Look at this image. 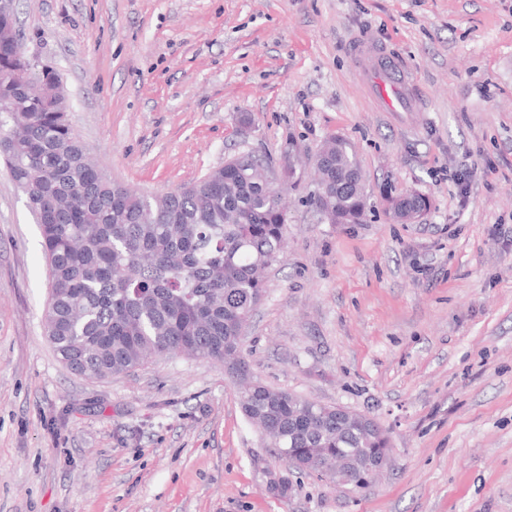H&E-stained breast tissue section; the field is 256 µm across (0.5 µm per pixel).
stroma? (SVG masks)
Returning <instances> with one entry per match:
<instances>
[{
	"instance_id": "35a3bbf8",
	"label": "stroma",
	"mask_w": 512,
	"mask_h": 512,
	"mask_svg": "<svg viewBox=\"0 0 512 512\" xmlns=\"http://www.w3.org/2000/svg\"><path fill=\"white\" fill-rule=\"evenodd\" d=\"M17 25L114 182L157 194L246 153L276 177L301 156L243 354L270 387L373 418L392 455L359 490L293 471L205 359L70 373L0 159V512H512V0H18ZM359 37L403 61L424 111L374 106ZM332 136L357 151L363 223L309 202ZM390 188L429 211L387 219Z\"/></svg>"
}]
</instances>
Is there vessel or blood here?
<instances>
[{
	"mask_svg": "<svg viewBox=\"0 0 512 512\" xmlns=\"http://www.w3.org/2000/svg\"><path fill=\"white\" fill-rule=\"evenodd\" d=\"M353 51L369 63L362 79L382 111L413 112L418 109L415 86L408 81L398 58L390 56L382 45L371 40L356 42Z\"/></svg>",
	"mask_w": 512,
	"mask_h": 512,
	"instance_id": "b4317fda",
	"label": "vessel or blood"
}]
</instances>
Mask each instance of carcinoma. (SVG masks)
Segmentation results:
<instances>
[{
    "instance_id": "1",
    "label": "carcinoma",
    "mask_w": 512,
    "mask_h": 512,
    "mask_svg": "<svg viewBox=\"0 0 512 512\" xmlns=\"http://www.w3.org/2000/svg\"><path fill=\"white\" fill-rule=\"evenodd\" d=\"M0 24V153L39 220L50 277L45 336L72 373L106 379L174 355L220 364L242 351V323L265 293L262 272L280 262L282 195L251 155L211 169L192 185L144 196L99 174L75 134L69 107L11 78L23 66L18 35ZM311 200L333 224H355L367 206L349 143L324 144ZM393 220L423 208L419 194L390 196ZM240 406L279 455L319 468L345 460L358 480L390 447L365 414L239 381Z\"/></svg>"
}]
</instances>
